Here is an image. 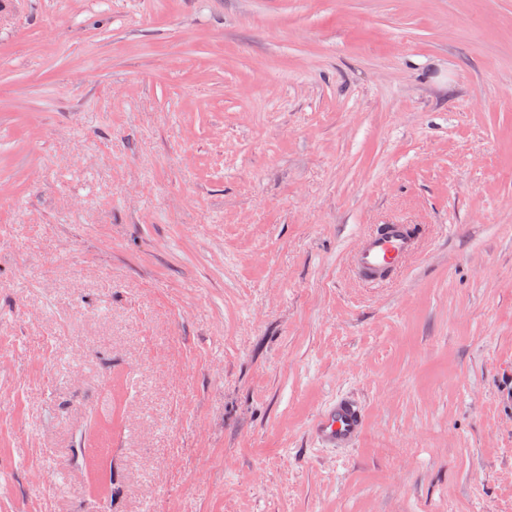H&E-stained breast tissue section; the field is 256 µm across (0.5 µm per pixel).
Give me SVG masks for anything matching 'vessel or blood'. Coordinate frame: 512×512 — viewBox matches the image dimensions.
<instances>
[{
	"mask_svg": "<svg viewBox=\"0 0 512 512\" xmlns=\"http://www.w3.org/2000/svg\"><path fill=\"white\" fill-rule=\"evenodd\" d=\"M418 231L411 224H382L363 235L353 250V264L367 281H381L401 270L415 253ZM364 413L352 398L339 396L330 400L310 426L315 443L331 450L353 447L364 431Z\"/></svg>",
	"mask_w": 512,
	"mask_h": 512,
	"instance_id": "vessel-or-blood-1",
	"label": "vessel or blood"
}]
</instances>
